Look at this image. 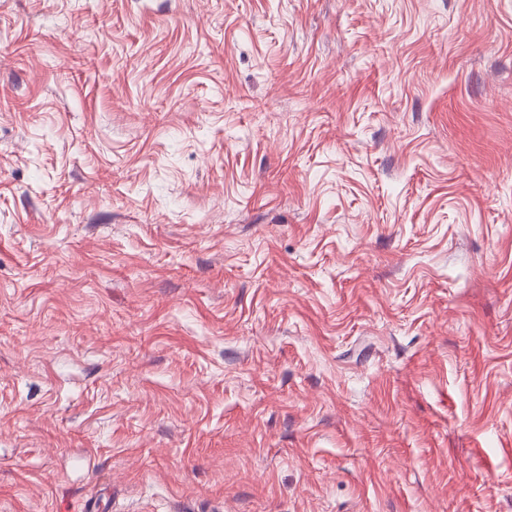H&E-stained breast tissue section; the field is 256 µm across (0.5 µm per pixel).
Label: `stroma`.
Masks as SVG:
<instances>
[{"label": "stroma", "mask_w": 512, "mask_h": 512, "mask_svg": "<svg viewBox=\"0 0 512 512\" xmlns=\"http://www.w3.org/2000/svg\"><path fill=\"white\" fill-rule=\"evenodd\" d=\"M512 512V0H0V512Z\"/></svg>", "instance_id": "obj_1"}]
</instances>
